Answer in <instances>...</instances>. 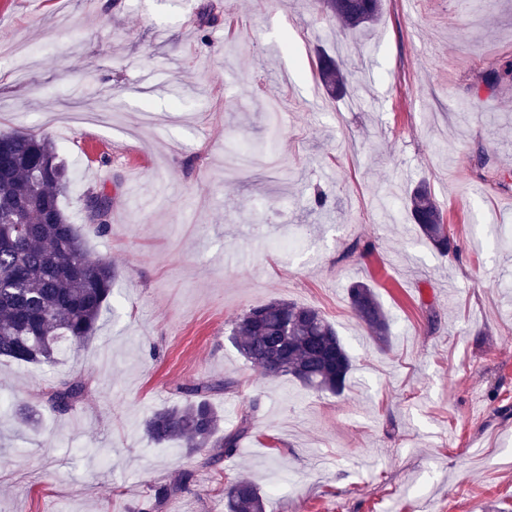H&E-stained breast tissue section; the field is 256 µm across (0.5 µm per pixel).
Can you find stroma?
I'll return each instance as SVG.
<instances>
[{
  "mask_svg": "<svg viewBox=\"0 0 512 512\" xmlns=\"http://www.w3.org/2000/svg\"><path fill=\"white\" fill-rule=\"evenodd\" d=\"M202 2L0 0V128L52 138L64 210L114 271L94 337L52 365L0 359V512H144L169 483L160 512H224L243 478L266 512H512V76L485 82L512 64V0H383L362 33L319 0H218L202 27ZM322 49L344 97L319 79ZM255 143L278 167L226 172ZM423 179L457 255L410 218ZM92 189L112 198L107 227ZM356 281L389 349L352 312ZM276 299L335 326L342 395L239 354L233 323ZM75 378L87 396L52 410L45 392ZM210 381L229 384L209 397L225 428L248 410L253 425L207 466L144 422ZM350 306L359 320L366 326L376 344L386 347L390 341V328L373 288L365 282H354L348 292Z\"/></svg>",
  "mask_w": 512,
  "mask_h": 512,
  "instance_id": "1",
  "label": "stroma"
}]
</instances>
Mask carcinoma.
Listing matches in <instances>:
<instances>
[{"instance_id":"cac0c4a2","label":"carcinoma","mask_w":512,"mask_h":512,"mask_svg":"<svg viewBox=\"0 0 512 512\" xmlns=\"http://www.w3.org/2000/svg\"><path fill=\"white\" fill-rule=\"evenodd\" d=\"M322 8L346 30L374 23L381 0H322ZM318 71L327 92H344L336 62L322 56ZM69 168L46 135L0 129V358L25 364L55 362L63 345L81 344L98 330L112 298V264L89 259L84 238L62 205ZM421 236L441 255L458 252L431 189L417 185L407 199ZM350 306L376 344L386 347L390 328L373 288L351 284ZM240 353L269 377L287 376L315 392L340 395L347 386L352 357L333 325L317 309L285 300L250 308L234 323ZM227 383H199L180 389L182 403L154 411L146 432L156 443L182 442L188 450L210 448L207 464L233 455L250 428L252 415L222 431V416L208 394ZM81 380L61 382L47 392L57 411L72 409L86 394ZM180 490L178 484L154 490L156 509ZM226 512H265L264 498L251 481L235 482Z\"/></svg>"}]
</instances>
